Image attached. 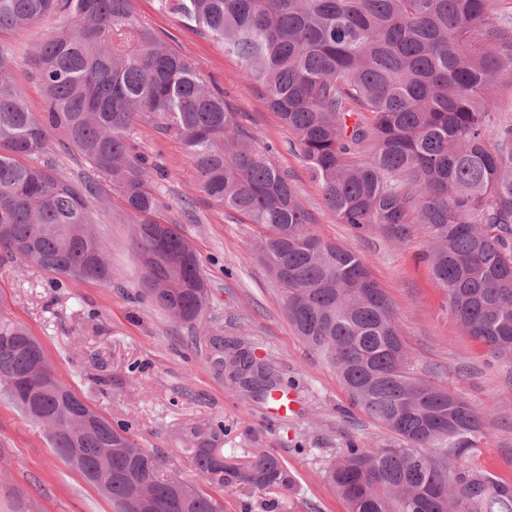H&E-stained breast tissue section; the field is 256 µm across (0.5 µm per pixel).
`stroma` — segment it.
Segmentation results:
<instances>
[{
	"label": "stroma",
	"mask_w": 512,
	"mask_h": 512,
	"mask_svg": "<svg viewBox=\"0 0 512 512\" xmlns=\"http://www.w3.org/2000/svg\"><path fill=\"white\" fill-rule=\"evenodd\" d=\"M136 14L173 35L181 54L200 62L257 146L273 145L304 204L314 232L354 250L387 295L415 368L461 394L486 414L478 462L512 484V368L464 336L448 309L425 255V225L412 223L396 242L380 229L356 233L325 205L294 137L245 79L240 61L196 33L155 0H135ZM61 19L0 35L14 51L13 76L28 108L43 112L33 63ZM138 149L168 170L157 188L163 215L180 224L208 281L212 335L240 341L293 393L292 411L276 413L274 399L256 400L217 377L190 327L141 300L144 271L133 252L134 231L116 188L98 178L89 206L105 243L112 285L70 279L52 287L32 261L0 264V313L25 325L40 342L61 382L85 396L110 420H126L135 440L158 452L166 468L195 474L179 432L192 422L221 425L225 458L244 462L265 450L294 478L287 490L225 491L224 512H347L323 477L350 444L386 446L394 436L351 404L335 369L297 334L279 284L257 253L259 229L241 223L199 191L192 160L174 135L148 123L133 133ZM0 512H112L111 503L51 448L45 430L0 396Z\"/></svg>",
	"instance_id": "obj_1"
}]
</instances>
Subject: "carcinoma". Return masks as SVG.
<instances>
[{"label": "carcinoma", "instance_id": "1", "mask_svg": "<svg viewBox=\"0 0 512 512\" xmlns=\"http://www.w3.org/2000/svg\"><path fill=\"white\" fill-rule=\"evenodd\" d=\"M239 58L246 80L295 136L340 223L408 236L427 225V259L464 335L512 365V124L496 120L486 87L512 73V16L498 0H156ZM54 16L66 25L42 44L34 77L46 109L30 111L0 43V254L54 279L112 284L97 237L92 181L76 183L46 159L50 129L119 188L135 227L144 296L174 321L209 329L199 257L162 217L152 180L165 169L132 140L144 119L176 135L200 190L261 229L258 253L281 285L298 334L331 364L386 447L346 449L324 477L348 512H512V485L478 465L483 412L415 372L391 305L366 262L312 230L288 174L257 148L202 66L138 18L133 0H0V31ZM373 114L367 124L362 113ZM366 152L351 165L349 154ZM39 342L0 315V390L32 377L19 407L58 456L112 502L114 512H224L214 492L288 488L273 455L224 461L218 434L187 425L191 482L164 475L158 453L130 438L64 385ZM211 367L265 399L278 386L242 343L210 339Z\"/></svg>", "mask_w": 512, "mask_h": 512}]
</instances>
